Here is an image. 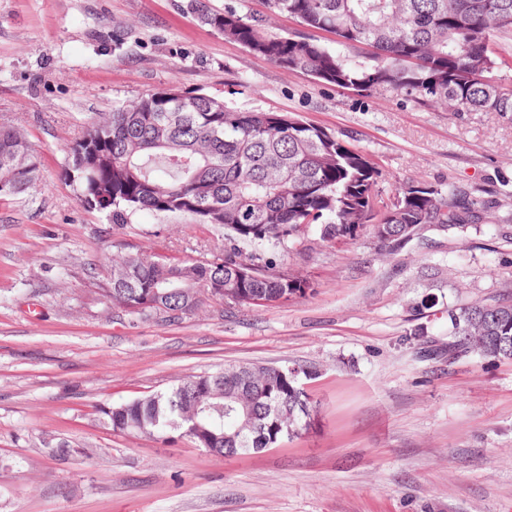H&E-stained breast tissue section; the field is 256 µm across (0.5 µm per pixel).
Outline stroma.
Returning <instances> with one entry per match:
<instances>
[{
	"instance_id": "1",
	"label": "stroma",
	"mask_w": 512,
	"mask_h": 512,
	"mask_svg": "<svg viewBox=\"0 0 512 512\" xmlns=\"http://www.w3.org/2000/svg\"><path fill=\"white\" fill-rule=\"evenodd\" d=\"M189 0H0V123L41 160L0 196V512H512V360L447 355L449 316L512 298V119L340 89L195 21ZM178 86L315 124L366 153L383 198L421 182L498 203L389 252L370 232L282 266L311 294L140 320L97 299L112 251L212 257L224 233L83 205L61 171L89 117ZM288 363L298 438L220 458L99 412L228 364Z\"/></svg>"
}]
</instances>
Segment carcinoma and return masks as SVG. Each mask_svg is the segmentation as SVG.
<instances>
[{
	"mask_svg": "<svg viewBox=\"0 0 512 512\" xmlns=\"http://www.w3.org/2000/svg\"><path fill=\"white\" fill-rule=\"evenodd\" d=\"M299 29L265 34V19L191 0L196 20L280 68L357 92H391L434 108L512 116V70L499 42L512 37V0H265ZM336 37L345 52L321 44ZM87 151L88 167L70 161L65 179L81 195L102 197L112 223L148 210L194 216L224 229V250L210 259L172 261L157 253L108 257L100 301L148 319L191 314L209 302L271 307L303 296L310 283L280 270L273 250L354 240L365 229L383 245L409 244L424 224L446 230L490 224V201L455 186L420 182L379 205L380 172L362 151L290 115L241 111L205 93L175 86L93 118L70 154ZM40 161L25 137L0 124V196L39 178ZM448 354L512 359V301L469 306L451 317ZM316 406L285 366L245 363L189 376L165 392L101 410L112 430L161 441L185 439L231 458L299 435Z\"/></svg>",
	"mask_w": 512,
	"mask_h": 512,
	"instance_id": "1",
	"label": "carcinoma"
}]
</instances>
